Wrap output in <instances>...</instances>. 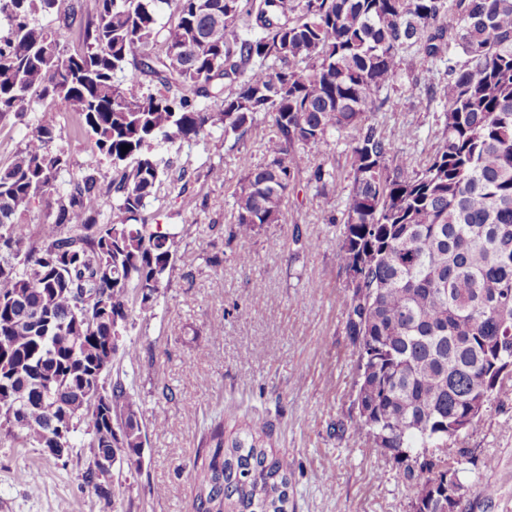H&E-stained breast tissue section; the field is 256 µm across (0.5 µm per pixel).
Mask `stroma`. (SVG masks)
Segmentation results:
<instances>
[{"instance_id":"stroma-1","label":"stroma","mask_w":512,"mask_h":512,"mask_svg":"<svg viewBox=\"0 0 512 512\" xmlns=\"http://www.w3.org/2000/svg\"><path fill=\"white\" fill-rule=\"evenodd\" d=\"M444 84L442 72L421 66L415 80L388 89V103L371 115L415 161L427 160L440 140L443 103L426 90ZM271 131L261 116L240 141L217 129L179 149L155 147L170 163L169 176L145 214L187 230L156 305L133 318L126 341L136 357L116 361L122 381L144 401L146 436L139 468L120 475L117 512H189L204 434L218 421L232 430L242 415L271 429L288 463L289 512H411L414 491L398 479L391 454L351 433L358 356L344 331L342 199L324 203L303 182L279 223L244 242L228 237L233 192L263 161ZM303 155L305 171L323 166L349 188L344 137L331 135ZM212 164L223 167V181L207 183ZM183 173L204 183L206 199L180 194ZM298 236L317 248L295 244ZM244 250L251 265L237 261ZM460 445L469 451L461 512H512V378ZM488 458L494 468H485ZM89 460L85 448L57 460L0 434V512H104L82 483Z\"/></svg>"}]
</instances>
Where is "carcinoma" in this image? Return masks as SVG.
Here are the masks:
<instances>
[{"label":"carcinoma","instance_id":"cac0c4a2","mask_svg":"<svg viewBox=\"0 0 512 512\" xmlns=\"http://www.w3.org/2000/svg\"><path fill=\"white\" fill-rule=\"evenodd\" d=\"M58 2L0 0V120L38 113L0 163V432L50 457L66 441L111 452L118 473L135 465L142 402L111 372L136 349L114 337L156 305L178 237L144 215L168 175L153 146L214 129L242 140L262 114L273 134L233 193L228 236L278 223L300 149L347 135L338 255L357 273L344 292L353 432L398 449L413 488L442 489L444 469L413 450L443 448L460 468L466 450L448 434L500 392L494 359L512 353V0ZM422 62L447 82L439 145L414 166L370 113ZM59 108L90 144L76 168L57 143ZM308 183L326 199L335 173L319 165ZM270 439L215 423L190 512H288V464ZM82 480L112 504L121 494L91 465Z\"/></svg>","mask_w":512,"mask_h":512}]
</instances>
